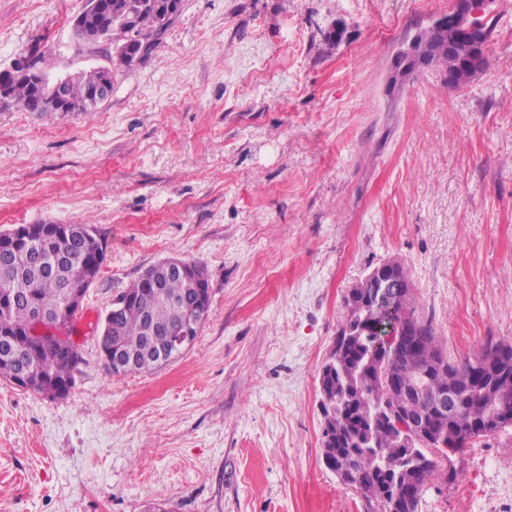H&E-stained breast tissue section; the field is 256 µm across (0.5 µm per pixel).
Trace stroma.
Instances as JSON below:
<instances>
[{
	"instance_id": "obj_1",
	"label": "stroma",
	"mask_w": 512,
	"mask_h": 512,
	"mask_svg": "<svg viewBox=\"0 0 512 512\" xmlns=\"http://www.w3.org/2000/svg\"><path fill=\"white\" fill-rule=\"evenodd\" d=\"M483 72L393 85L448 0H183L96 112L0 106V232L87 223L107 245L50 400L0 379V512H364L321 460L318 380L343 301L400 260L450 357L512 343V0ZM84 0H0V70L105 65ZM343 26L341 43L328 31ZM203 266L195 345L115 377L94 328L157 262ZM419 512H512V426L449 455ZM411 42L408 41L405 48L398 50L391 60V80L394 84L404 81L410 73L416 70L411 64Z\"/></svg>"
}]
</instances>
